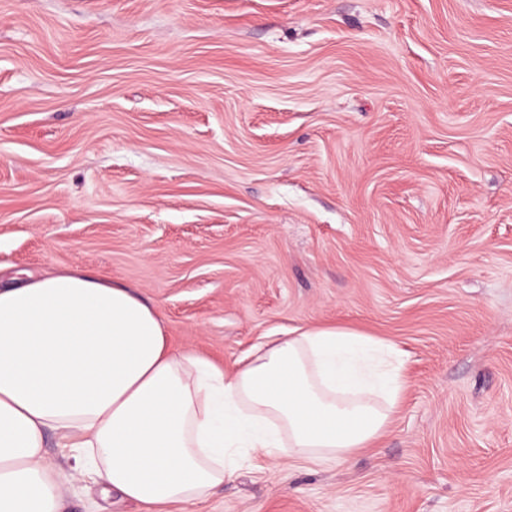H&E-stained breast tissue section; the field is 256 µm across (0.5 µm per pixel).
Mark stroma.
Here are the masks:
<instances>
[{
	"instance_id": "1",
	"label": "stroma",
	"mask_w": 512,
	"mask_h": 512,
	"mask_svg": "<svg viewBox=\"0 0 512 512\" xmlns=\"http://www.w3.org/2000/svg\"><path fill=\"white\" fill-rule=\"evenodd\" d=\"M70 267L228 370L298 327L402 354L372 447L172 512H512V0H0V278Z\"/></svg>"
}]
</instances>
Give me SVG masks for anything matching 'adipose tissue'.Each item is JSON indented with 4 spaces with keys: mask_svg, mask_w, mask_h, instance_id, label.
<instances>
[{
    "mask_svg": "<svg viewBox=\"0 0 512 512\" xmlns=\"http://www.w3.org/2000/svg\"><path fill=\"white\" fill-rule=\"evenodd\" d=\"M401 389L395 349L356 330L299 329L227 371L173 350L155 308L88 270L0 285V512H62L50 433L81 478L165 512L244 456L369 447Z\"/></svg>",
    "mask_w": 512,
    "mask_h": 512,
    "instance_id": "obj_1",
    "label": "adipose tissue"
}]
</instances>
